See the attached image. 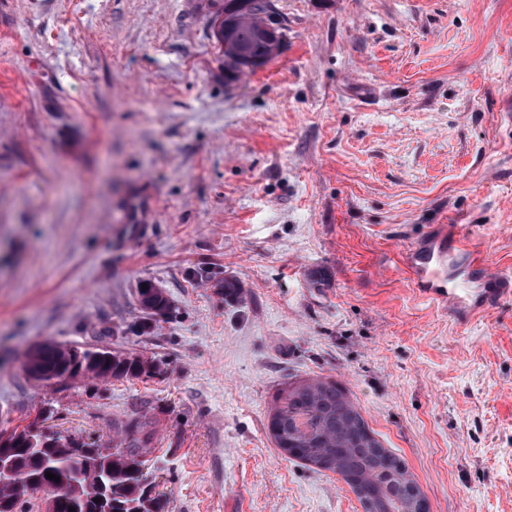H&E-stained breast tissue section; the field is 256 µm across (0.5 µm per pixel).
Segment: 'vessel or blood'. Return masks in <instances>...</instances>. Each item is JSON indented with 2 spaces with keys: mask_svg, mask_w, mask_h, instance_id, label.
<instances>
[{
  "mask_svg": "<svg viewBox=\"0 0 512 512\" xmlns=\"http://www.w3.org/2000/svg\"><path fill=\"white\" fill-rule=\"evenodd\" d=\"M406 263L414 285L428 299L447 305L465 325L512 296V275L496 273L467 250L431 234L410 245Z\"/></svg>",
  "mask_w": 512,
  "mask_h": 512,
  "instance_id": "vessel-or-blood-1",
  "label": "vessel or blood"
}]
</instances>
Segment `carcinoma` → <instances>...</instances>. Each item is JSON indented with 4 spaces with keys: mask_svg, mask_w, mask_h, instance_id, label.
Instances as JSON below:
<instances>
[{
    "mask_svg": "<svg viewBox=\"0 0 512 512\" xmlns=\"http://www.w3.org/2000/svg\"><path fill=\"white\" fill-rule=\"evenodd\" d=\"M266 0H224L231 22L228 39L248 56L266 64L271 43L263 31ZM141 304L162 311L167 300L156 288L140 292ZM100 380L149 374L155 365L131 354L74 349L60 352L49 343L31 362L32 379L51 382L58 372ZM268 431L285 454L341 476L356 494L363 512H425V500L413 493L416 482L404 463L384 448L357 406L336 383L314 379L283 390ZM79 454L59 451L64 444ZM148 449L89 445L42 433L33 425L0 429V460L11 464L9 482L0 486V512H21L28 498L44 494L46 512H161L153 493L156 476L149 470ZM59 476L46 478L45 473Z\"/></svg>",
    "mask_w": 512,
    "mask_h": 512,
    "instance_id": "1",
    "label": "carcinoma"
}]
</instances>
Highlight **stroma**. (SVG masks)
I'll return each mask as SVG.
<instances>
[{
	"mask_svg": "<svg viewBox=\"0 0 512 512\" xmlns=\"http://www.w3.org/2000/svg\"><path fill=\"white\" fill-rule=\"evenodd\" d=\"M222 2L0 0V427L147 441L164 512H362L268 433L327 378L430 512H512V298L458 326L402 262L444 225L512 274V0H273L235 81ZM45 340L156 371L46 385Z\"/></svg>",
	"mask_w": 512,
	"mask_h": 512,
	"instance_id": "1",
	"label": "stroma"
}]
</instances>
